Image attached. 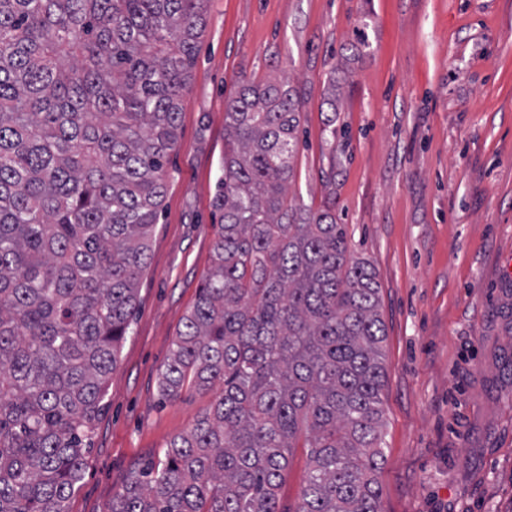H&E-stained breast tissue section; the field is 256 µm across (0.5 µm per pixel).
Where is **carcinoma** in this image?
Instances as JSON below:
<instances>
[{
	"label": "carcinoma",
	"instance_id": "cac0c4a2",
	"mask_svg": "<svg viewBox=\"0 0 512 512\" xmlns=\"http://www.w3.org/2000/svg\"><path fill=\"white\" fill-rule=\"evenodd\" d=\"M208 0H0V512H68L130 328ZM287 77L224 102L211 264L159 395L219 389L104 512H381L376 272L288 199ZM307 452V448H294L289 467L283 472L279 489V507L283 510L293 511L299 503L309 462Z\"/></svg>",
	"mask_w": 512,
	"mask_h": 512
}]
</instances>
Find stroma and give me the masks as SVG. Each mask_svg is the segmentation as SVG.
<instances>
[{
  "instance_id": "35a3bbf8",
  "label": "stroma",
  "mask_w": 512,
  "mask_h": 512,
  "mask_svg": "<svg viewBox=\"0 0 512 512\" xmlns=\"http://www.w3.org/2000/svg\"><path fill=\"white\" fill-rule=\"evenodd\" d=\"M276 75L302 101L290 200L335 208L351 258L377 275L381 512H512V0H209L164 210L69 512H103L212 401L162 400L159 373L217 237L224 101ZM307 468L294 449L282 512Z\"/></svg>"
}]
</instances>
